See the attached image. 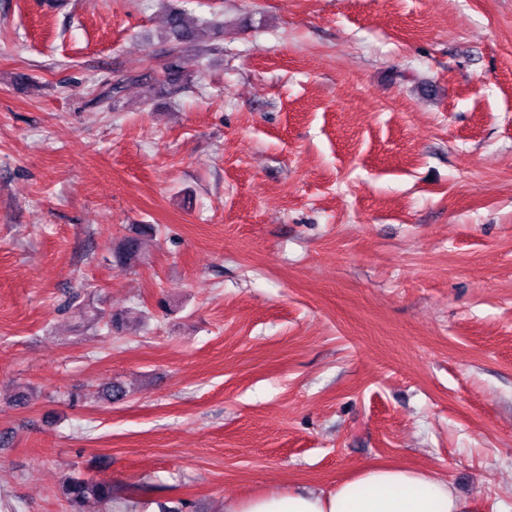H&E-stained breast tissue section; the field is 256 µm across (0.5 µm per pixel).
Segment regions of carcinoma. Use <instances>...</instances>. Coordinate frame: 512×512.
I'll return each instance as SVG.
<instances>
[{
    "label": "carcinoma",
    "instance_id": "cac0c4a2",
    "mask_svg": "<svg viewBox=\"0 0 512 512\" xmlns=\"http://www.w3.org/2000/svg\"><path fill=\"white\" fill-rule=\"evenodd\" d=\"M167 25L169 46L166 49L167 62L164 70L159 76L145 78L147 93L150 96L157 90L176 85L181 80L185 75L188 47L205 49V43L215 29V24L205 18L197 20L192 26L188 25L185 14L176 9L168 12ZM151 233L152 227L149 225L139 224L133 227L131 233L125 236L120 245L114 249L112 256L122 264L133 265L139 259L144 238ZM94 314L105 320L107 326L115 332L122 331L133 320L128 312L113 314L96 309ZM63 495L71 512H81V506L90 498L107 508L112 507L114 500L112 483L79 476H70L66 479Z\"/></svg>",
    "mask_w": 512,
    "mask_h": 512
}]
</instances>
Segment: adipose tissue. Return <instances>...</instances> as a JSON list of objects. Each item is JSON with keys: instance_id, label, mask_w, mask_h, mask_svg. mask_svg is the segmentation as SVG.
<instances>
[{"instance_id": "ef3b65f1", "label": "adipose tissue", "mask_w": 512, "mask_h": 512, "mask_svg": "<svg viewBox=\"0 0 512 512\" xmlns=\"http://www.w3.org/2000/svg\"><path fill=\"white\" fill-rule=\"evenodd\" d=\"M473 502L447 481L401 465H369L329 492L291 489L246 501L224 512H474Z\"/></svg>"}]
</instances>
